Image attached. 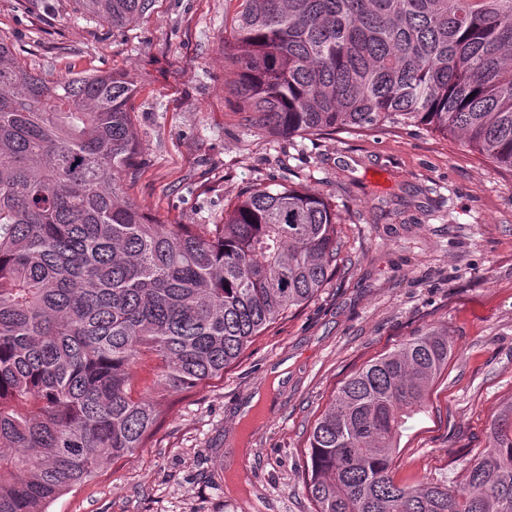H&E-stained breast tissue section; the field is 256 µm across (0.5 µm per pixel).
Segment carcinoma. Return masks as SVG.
<instances>
[{
    "mask_svg": "<svg viewBox=\"0 0 512 512\" xmlns=\"http://www.w3.org/2000/svg\"><path fill=\"white\" fill-rule=\"evenodd\" d=\"M76 3L116 27L153 0ZM233 32L256 127L426 126L512 171V0H237ZM134 93L112 71L49 82L0 36V512H47L142 447L162 401L224 377L339 267L336 207L287 183L203 229L146 218L122 192ZM452 353L431 326L343 382L307 439L314 512H512V402L461 483L392 475Z\"/></svg>",
    "mask_w": 512,
    "mask_h": 512,
    "instance_id": "cac0c4a2",
    "label": "carcinoma"
}]
</instances>
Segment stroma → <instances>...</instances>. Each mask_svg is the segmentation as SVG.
Here are the masks:
<instances>
[{
    "label": "stroma",
    "mask_w": 512,
    "mask_h": 512,
    "mask_svg": "<svg viewBox=\"0 0 512 512\" xmlns=\"http://www.w3.org/2000/svg\"><path fill=\"white\" fill-rule=\"evenodd\" d=\"M235 0H155L136 22L84 19L74 0H0V36L53 81L116 71L140 143L125 196L165 224H216L249 186L331 198L344 262L223 379L162 403L143 448L48 512H313L308 433L359 368L432 325L454 345L400 440L396 481L455 483L512 398V171L422 127L276 137L250 125L224 57ZM284 378H276L277 370ZM262 406L244 412L254 395ZM246 452L228 467L225 451Z\"/></svg>",
    "instance_id": "35a3bbf8"
}]
</instances>
